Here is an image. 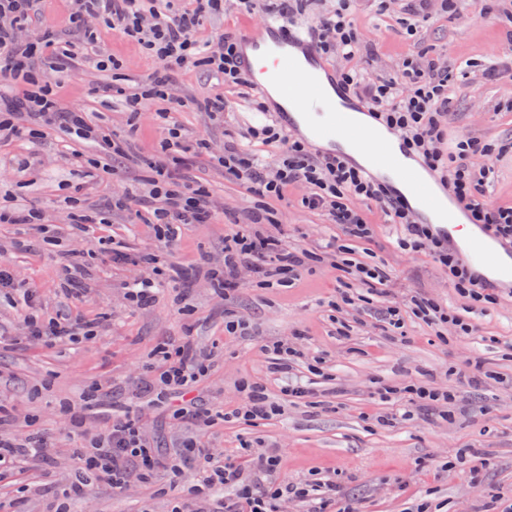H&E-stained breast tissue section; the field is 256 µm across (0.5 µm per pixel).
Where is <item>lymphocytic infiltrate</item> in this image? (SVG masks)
<instances>
[{"mask_svg":"<svg viewBox=\"0 0 512 512\" xmlns=\"http://www.w3.org/2000/svg\"><path fill=\"white\" fill-rule=\"evenodd\" d=\"M36 0H0V140L24 138L35 142L47 131L62 132L67 141L84 144L86 162L99 169V154L123 156L122 141L101 135L92 123V115L80 110L57 108L55 89L67 83L80 57L87 53L85 40L90 20L115 26L137 41L154 62V68L141 82L137 93H126L118 85L102 88L103 105L120 104L128 112L129 127H136L142 110L153 101H171L173 109L184 102L172 99L171 75L193 65L206 68L227 86L245 84L240 65V47L234 37L218 36L212 42L195 37L204 20L224 11V0H192L189 9L174 4L145 7V0H75L69 17L73 39H61L52 28L32 30ZM350 0L328 18L311 26V37L327 57L349 60L360 54V35L349 18ZM338 76L353 95L369 100L373 117L398 133L407 148L440 177L452 197L467 210L470 223L483 226L502 244L512 246V207H494L486 200L492 179L490 167L473 168L472 157L485 156L489 147L474 139H461L449 149H442L441 119L448 110V88L452 75L448 67L429 58L405 60L400 75L367 83L363 70L344 67ZM250 139L277 144L280 154L275 164H268L238 143L224 145V174L242 182L262 198H282L291 183H304L311 192L302 203L310 209L328 211L334 223L343 227L352 239H366L372 234L360 211L347 200L356 197L383 208L390 223L405 226L404 249L430 255L448 272V278L461 297L489 306L495 294L489 293L481 277L467 268L446 237L429 224L416 220L414 213L391 188L377 182L342 155L319 156L307 143L288 135L277 125L252 128ZM166 146L176 154L174 165H156L147 178V195L127 191L115 200L116 207L129 208L152 199L155 233L160 242L173 245L182 226L206 224L211 219L208 193L200 185L186 180L179 168L189 158L209 153L207 140L186 139L176 122H168ZM313 251L291 252L279 238L259 237L242 229L224 240V266L211 273L215 294L252 285L269 288L297 278L305 266L321 262ZM129 303L144 307L160 295L177 294L179 285L170 273L125 283ZM19 292L25 336L32 341L60 345H78L95 338L97 323L62 316L43 320L37 313V290L21 286L10 262L0 263V292ZM209 355L197 349L191 330H184L177 341L163 344L147 366V379L131 385L134 398L155 402L176 395L179 403L174 418L190 422L198 429L209 427L212 414L195 395L207 373ZM76 443L71 454L74 478L57 492L54 512H71L74 501L85 498L101 485L121 492L130 476L152 481L158 471L169 474V488L174 494L171 512H280L282 503L292 499L311 502V512H358L347 505L338 506L340 490L335 483L299 485L277 479L280 458L265 453L254 460L252 472H245L235 461L206 449L201 440L183 445L175 455L152 449L143 438L138 407L106 423L100 433L85 438L82 429L72 435ZM49 439L32 432L21 439L0 435V480L12 479L47 460Z\"/></svg>","mask_w":512,"mask_h":512,"instance_id":"f902f5d3","label":"lymphocytic infiltrate"}]
</instances>
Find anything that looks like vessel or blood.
<instances>
[{"label":"vessel or blood","instance_id":"1","mask_svg":"<svg viewBox=\"0 0 512 512\" xmlns=\"http://www.w3.org/2000/svg\"><path fill=\"white\" fill-rule=\"evenodd\" d=\"M241 63L257 90L279 88L285 105L278 108V118L288 130H307L313 143L331 153L344 146L345 156L360 158L368 173H382L392 189L408 190L415 213L436 214L448 237L457 236L463 205L437 191L439 179L434 173L411 163L398 133L372 121L370 106L343 88L335 69L300 28L272 19L249 31ZM462 259L496 280L512 283V251L491 234H470Z\"/></svg>","mask_w":512,"mask_h":512}]
</instances>
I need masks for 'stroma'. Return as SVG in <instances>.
<instances>
[{"mask_svg":"<svg viewBox=\"0 0 512 512\" xmlns=\"http://www.w3.org/2000/svg\"><path fill=\"white\" fill-rule=\"evenodd\" d=\"M351 18L372 53L371 77L395 74L405 59L419 57L438 59L452 70L444 137L491 145L490 155L473 157L472 163L494 165L490 198L496 205H512V75H488L502 60L512 59V0H454L450 8L444 0H355ZM266 19L260 6L227 0L223 15L204 21L196 37L209 42L225 33L239 39L246 28H261ZM95 33L94 49L120 60L121 69L102 71L81 60L57 98L61 108L93 113L105 134L129 135L120 182L88 177L81 145L63 144L54 131L34 144H0V207L8 206L11 197L25 198L41 209L48 229L41 238L0 224V259L14 265L20 280L37 287L43 319L68 314L104 320L89 344L26 341L19 307L11 295L0 294V331L20 339L0 349V402L12 411L0 430L15 438L42 430L52 438L50 485H42V472L35 468L23 478L29 486L24 498H17L14 484L4 481L0 498L17 499L19 512H52L55 489L70 482L74 469L68 454L70 420L60 404L76 403L90 384L106 387L144 376L153 350L181 336L183 323L189 322L198 345L214 354L198 389L201 402L220 412L202 433L213 453L244 464L250 455L279 452V479L333 481L343 503L360 512H410L423 498L432 512H506L512 507V298H502L485 311L469 309L427 252L400 248L403 228L386 223L376 205L349 199V206L375 227L372 239L353 242L326 211L302 205L308 186L289 185L284 200L278 201L258 198L246 185L226 178L219 161L225 142L243 141L248 129L267 115L256 108L259 92L254 86L227 87L194 66L177 73L172 94L185 102L175 114L184 135L206 138L212 147L211 155L188 166L190 176L209 192L212 218L182 227L175 245L164 248L153 225L114 209L112 196L122 183L142 190L147 165L168 162L165 124L159 117L166 104L151 105L133 132L121 107H102L98 92L103 86L118 79L127 93H135L152 63L119 30L100 25ZM218 95L228 105L219 119L204 109ZM70 196L100 217L79 238L70 224ZM259 208L274 216L273 222L260 224L262 234L280 237L288 251L312 250L324 259L291 286L241 288L217 296L205 271L223 265L225 236ZM332 240L351 244L357 260L384 266L390 274L385 290L371 294L354 282L350 303H337L334 256L324 250ZM115 244L134 254H153L157 263L112 267L105 255ZM67 252L78 264L74 286L82 295L76 299L60 287L58 260ZM169 263L178 267L186 283L183 303L189 317L179 316L167 296L140 308L125 297L124 281L152 276L155 267ZM419 294L467 313L474 335H438L409 313L402 329L384 323L387 308L404 309ZM231 313L245 324L243 335H225L224 321ZM277 340L293 342L299 352L288 367L275 365L262 349L263 343ZM472 361L481 362L487 376L467 386L457 373ZM294 375L310 380L312 393L287 403L281 388ZM246 381L261 384L270 401L280 405V413L253 426L231 419L230 411L244 403L241 385ZM410 383L455 393L450 417L441 420L417 409L411 419L378 424L377 416L398 409L381 398L380 388ZM140 420L146 440L167 452L180 449L197 433L193 425L171 419L163 405L142 406ZM480 460L485 466L478 481H471L469 470ZM172 498L162 470L147 484L130 480L120 495L106 488L93 490L74 510L170 512Z\"/></svg>","mask_w":512,"mask_h":512,"instance_id":"1","label":"stroma"}]
</instances>
